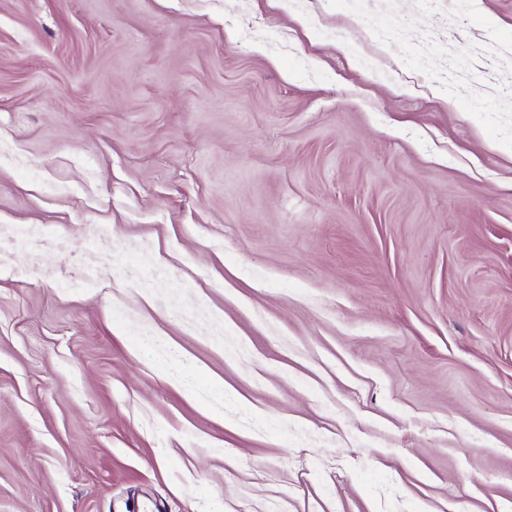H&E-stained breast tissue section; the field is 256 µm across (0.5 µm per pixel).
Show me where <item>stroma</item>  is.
I'll list each match as a JSON object with an SVG mask.
<instances>
[{
    "instance_id": "obj_1",
    "label": "stroma",
    "mask_w": 512,
    "mask_h": 512,
    "mask_svg": "<svg viewBox=\"0 0 512 512\" xmlns=\"http://www.w3.org/2000/svg\"><path fill=\"white\" fill-rule=\"evenodd\" d=\"M0 512H512V0H0Z\"/></svg>"
}]
</instances>
